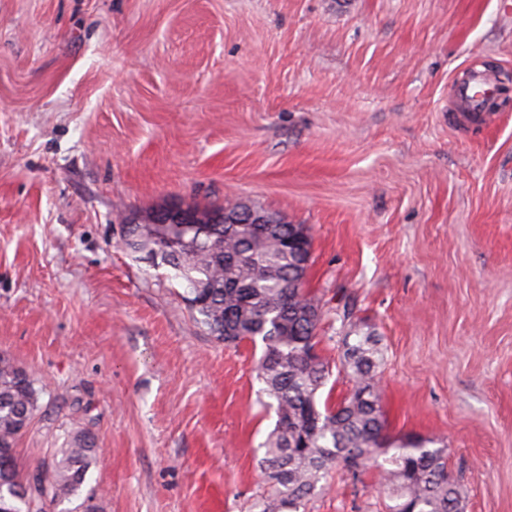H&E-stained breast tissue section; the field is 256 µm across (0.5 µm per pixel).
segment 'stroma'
I'll list each match as a JSON object with an SVG mask.
<instances>
[{
    "label": "stroma",
    "instance_id": "obj_1",
    "mask_svg": "<svg viewBox=\"0 0 512 512\" xmlns=\"http://www.w3.org/2000/svg\"><path fill=\"white\" fill-rule=\"evenodd\" d=\"M512 0H0V355L38 391L28 468L83 427L95 512H250L263 347L201 328L122 219L243 199L303 224L305 289L385 351L389 438L448 446L463 512H512ZM328 315L318 351L347 396ZM377 469L305 512H385ZM493 88L494 85L489 79L477 76L469 84L459 86L457 95L470 110L478 111Z\"/></svg>",
    "mask_w": 512,
    "mask_h": 512
}]
</instances>
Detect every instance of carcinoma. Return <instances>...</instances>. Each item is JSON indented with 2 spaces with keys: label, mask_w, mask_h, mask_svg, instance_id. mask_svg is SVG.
<instances>
[{
  "label": "carcinoma",
  "mask_w": 512,
  "mask_h": 512,
  "mask_svg": "<svg viewBox=\"0 0 512 512\" xmlns=\"http://www.w3.org/2000/svg\"><path fill=\"white\" fill-rule=\"evenodd\" d=\"M251 202L239 200L187 208L202 216L228 209L238 224H211L209 232L184 233L183 250L172 255L149 237L141 224L123 225L124 248L158 264L185 284V301L196 322L227 346L261 341V393L275 402L277 420L262 444L266 496L253 512H301L334 466L374 463L391 504L388 512H463L461 491L448 475V448L425 441L393 445L384 433L378 389L383 365L380 340L369 334L337 337L343 343L341 367L352 387L332 408L320 401L332 370L309 352L317 344L308 313L323 306L303 288L311 258V237L303 224H253ZM34 383L0 356V512H30L21 494L30 470L21 462L18 440L37 411ZM100 455L95 437L76 427L66 446L42 465L49 496L60 505L80 495Z\"/></svg>",
  "instance_id": "cac0c4a2"
}]
</instances>
